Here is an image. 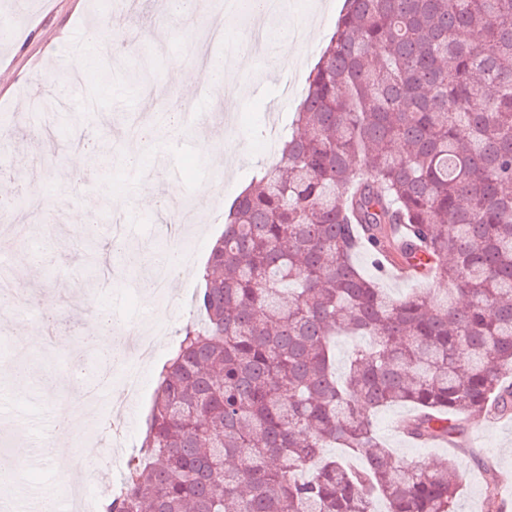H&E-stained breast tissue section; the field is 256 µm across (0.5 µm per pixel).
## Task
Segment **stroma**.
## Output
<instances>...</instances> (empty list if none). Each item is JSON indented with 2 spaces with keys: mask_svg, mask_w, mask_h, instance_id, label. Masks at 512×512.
<instances>
[{
  "mask_svg": "<svg viewBox=\"0 0 512 512\" xmlns=\"http://www.w3.org/2000/svg\"><path fill=\"white\" fill-rule=\"evenodd\" d=\"M306 2L288 0L299 25L313 26L314 32L301 39L288 58V67L296 75V95L280 112L287 124L292 121L297 94L303 93L309 71L336 30L343 4V0H319V9L311 11ZM230 8V0H201L197 16L176 17L167 28L156 29L151 19L159 9L158 0H141L136 11L117 5L101 12L94 11L92 0H0V24H12L18 30L15 42L0 48V70L8 73L0 83V117L5 120L0 126V185L15 200L14 209L8 212L15 229L0 232V262L5 263L17 289L27 296L14 310L13 320L0 322V367L12 365L16 358L15 349L21 343L20 323L27 320L34 297L58 295L61 309L53 344L40 350L29 389L22 394L7 393L8 382L0 377V439L8 442L7 448L0 450V466L13 461L11 441L27 443L29 448L13 483L0 493V499L10 502L12 512H28L31 501L38 499L47 485L58 487L59 499L68 497L55 462L61 443L56 438L53 414L60 402L85 388L83 382L72 378L69 362L95 313L102 310L114 316L116 352L120 355L133 353L138 339L150 335L154 320H170L174 332L180 329L192 316L197 272L205 264L213 240L224 229L226 205L261 167L274 161L264 141L257 137V127L263 124L278 95L280 73L270 69L268 60L235 62L221 92L212 89L205 76H198L190 87L174 76L173 65L184 62L185 49L202 42L204 19L215 18ZM106 19L124 24L130 34L149 32L151 55L161 69L156 82L158 95L140 96L133 104L130 91L101 80V64L117 68L133 64L132 59L115 56L107 39H100L85 53H77L73 36L87 33ZM66 56L79 64L81 80L58 81L56 60ZM85 91L96 93L102 104L96 117L82 114L79 101ZM44 97L62 100L65 111H40L38 101ZM177 102L197 106L200 121L194 122L192 134L162 137L148 148L143 161L165 204L153 211L143 209L132 195L138 174L118 165L107 174L88 162L83 165L76 198H58L72 144L107 141L113 155L122 156L133 142L126 131L131 119H160ZM200 132L215 140L218 149L234 154L231 169H223L196 152V135ZM35 180L46 190V201L38 206L30 196ZM106 194L129 198L123 237L130 253L112 256L109 268L91 270L86 262V242L94 241L100 250L112 239V211L101 206ZM185 201L207 209L208 216L205 223L191 224L198 245L196 258L184 273L173 276L166 297L161 298L145 286L148 264L139 255L145 242L155 238L157 224L176 213ZM78 211L103 213V220L94 225V234L74 229L73 215ZM22 238L30 244V257L12 249L13 241ZM90 271L101 281V288H84L85 275ZM175 343L174 333L161 339L156 356L143 369L140 398L120 403L121 390L113 388L116 405L101 406L87 425V432H99L108 419L118 435L128 434L133 441H141L156 388V371L170 357ZM408 412V407L394 405L377 413V437L386 448L429 466L455 454L463 473L458 512H484V484L477 461H489L504 476L503 512H512V416L502 420L471 417L465 425L468 446L452 452L410 442L398 433L396 425Z\"/></svg>",
  "mask_w": 512,
  "mask_h": 512,
  "instance_id": "obj_1",
  "label": "stroma"
}]
</instances>
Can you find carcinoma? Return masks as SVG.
<instances>
[{
    "label": "carcinoma",
    "mask_w": 512,
    "mask_h": 512,
    "mask_svg": "<svg viewBox=\"0 0 512 512\" xmlns=\"http://www.w3.org/2000/svg\"><path fill=\"white\" fill-rule=\"evenodd\" d=\"M365 246L382 272L424 254L445 296L391 298L355 263ZM199 280L204 324L163 364L104 512H455L463 474L391 453L372 412L414 406L418 442L512 413V0H344ZM339 335L366 339L341 376ZM334 446L364 465L302 473Z\"/></svg>",
    "instance_id": "cac0c4a2"
}]
</instances>
